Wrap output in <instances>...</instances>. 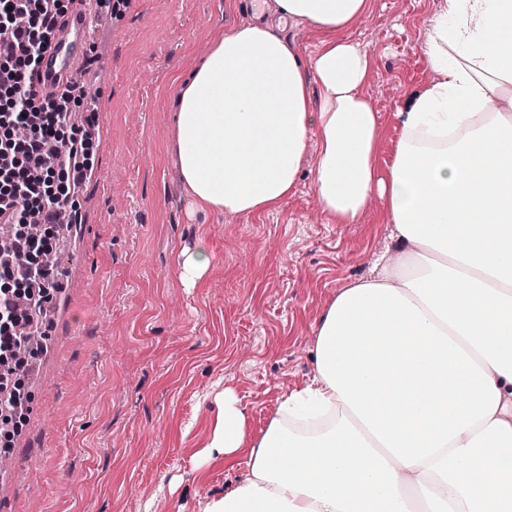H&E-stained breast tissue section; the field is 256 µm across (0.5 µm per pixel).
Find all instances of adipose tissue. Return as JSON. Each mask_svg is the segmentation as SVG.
Here are the masks:
<instances>
[{
	"label": "adipose tissue",
	"mask_w": 512,
	"mask_h": 512,
	"mask_svg": "<svg viewBox=\"0 0 512 512\" xmlns=\"http://www.w3.org/2000/svg\"><path fill=\"white\" fill-rule=\"evenodd\" d=\"M277 5L321 31L312 56L259 22L176 87L192 205L279 209L313 136L322 211L354 224L380 201L393 246L329 303L312 377L259 435L217 395L208 447L249 474L203 512H512V0H444L424 48L435 78L408 98L383 176L373 59L343 37L372 0ZM494 98L505 111H485Z\"/></svg>",
	"instance_id": "obj_1"
}]
</instances>
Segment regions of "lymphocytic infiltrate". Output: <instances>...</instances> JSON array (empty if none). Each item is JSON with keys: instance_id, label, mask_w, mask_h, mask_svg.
<instances>
[{"instance_id": "1", "label": "lymphocytic infiltrate", "mask_w": 512, "mask_h": 512, "mask_svg": "<svg viewBox=\"0 0 512 512\" xmlns=\"http://www.w3.org/2000/svg\"><path fill=\"white\" fill-rule=\"evenodd\" d=\"M60 11L55 0H0V42L10 51L0 59V224L15 227L10 246L0 253V280L14 279L21 292L0 289V354L13 353V363L0 367V378L15 376L19 365L32 366L18 356L19 331L40 333L44 327L32 312L40 308L57 271L39 259L42 237L22 231L28 212H36L43 227H58L65 215L68 188L65 176L89 168L90 144L78 134L63 136L72 106L87 92L71 83L61 104H42L33 91V75L52 40Z\"/></svg>"}]
</instances>
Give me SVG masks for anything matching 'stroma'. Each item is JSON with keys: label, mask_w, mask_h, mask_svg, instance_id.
<instances>
[{"label": "stroma", "mask_w": 512, "mask_h": 512, "mask_svg": "<svg viewBox=\"0 0 512 512\" xmlns=\"http://www.w3.org/2000/svg\"><path fill=\"white\" fill-rule=\"evenodd\" d=\"M441 0H373L349 31L374 60L364 93L379 115V173L401 135L396 113L426 87L423 44ZM87 111L76 127L93 167L57 240L60 286L46 304L49 348L26 380L28 402L0 481V512H200L242 482L223 456L200 463L232 389L252 433L314 370L313 329L336 292L368 275L389 243L374 202L339 224L315 194L308 144L295 192L259 216L193 210L175 154L172 93L215 39L252 23L247 0H93ZM211 263L194 287L182 255Z\"/></svg>", "instance_id": "obj_1"}]
</instances>
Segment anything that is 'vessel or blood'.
Masks as SVG:
<instances>
[{"label": "vessel or blood", "instance_id": "vessel-or-blood-1", "mask_svg": "<svg viewBox=\"0 0 512 512\" xmlns=\"http://www.w3.org/2000/svg\"><path fill=\"white\" fill-rule=\"evenodd\" d=\"M95 22L89 0H74L71 11L58 20L55 36L34 77L39 93L56 96L66 90L83 61Z\"/></svg>", "mask_w": 512, "mask_h": 512}]
</instances>
